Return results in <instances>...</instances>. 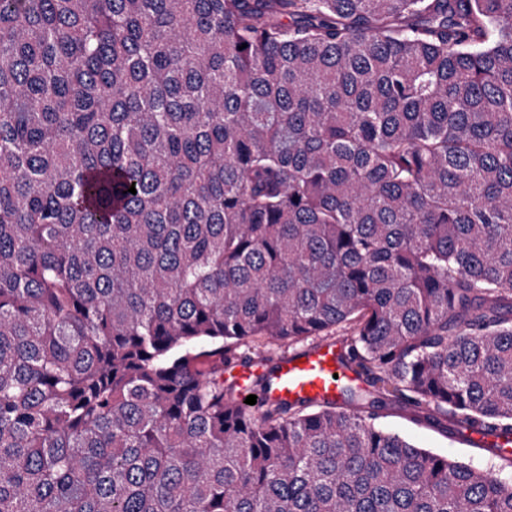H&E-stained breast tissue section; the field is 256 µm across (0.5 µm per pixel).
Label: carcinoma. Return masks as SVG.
Listing matches in <instances>:
<instances>
[{
    "mask_svg": "<svg viewBox=\"0 0 512 512\" xmlns=\"http://www.w3.org/2000/svg\"><path fill=\"white\" fill-rule=\"evenodd\" d=\"M394 400L512 435V0H0V512H512ZM341 348V343L331 342L284 358L271 374L267 386L257 393L254 406L245 403L246 397L253 395L251 385L240 384L242 403L255 409L272 400H335L344 384L354 378L340 365ZM334 373L338 374V379L334 378ZM375 422L382 427L407 436L420 447L430 448L449 458L471 462L474 466L483 469L497 470L502 463L498 457L472 448L457 439H451L437 429L412 423L405 413L391 407L380 411Z\"/></svg>",
    "mask_w": 512,
    "mask_h": 512,
    "instance_id": "cac0c4a2",
    "label": "carcinoma"
}]
</instances>
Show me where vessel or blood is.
<instances>
[{
	"label": "vessel or blood",
	"mask_w": 512,
	"mask_h": 512,
	"mask_svg": "<svg viewBox=\"0 0 512 512\" xmlns=\"http://www.w3.org/2000/svg\"><path fill=\"white\" fill-rule=\"evenodd\" d=\"M341 348V343L331 342L286 357L264 389L255 392L245 384L241 394L255 396L260 406L272 400L336 399L344 384L353 378L352 373L340 365Z\"/></svg>",
	"instance_id": "obj_1"
}]
</instances>
